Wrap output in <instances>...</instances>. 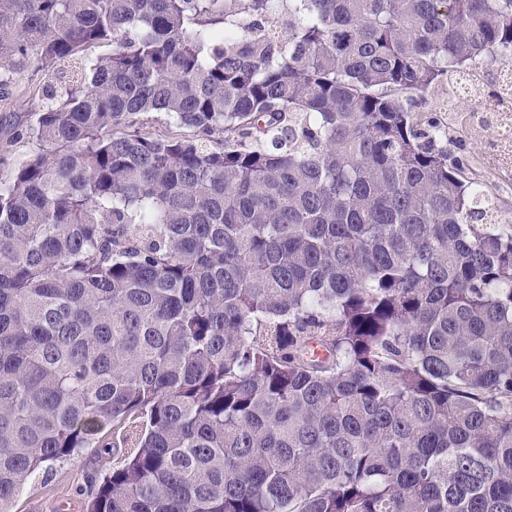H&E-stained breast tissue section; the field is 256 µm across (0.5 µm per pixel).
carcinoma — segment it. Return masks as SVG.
I'll list each match as a JSON object with an SVG mask.
<instances>
[{
	"instance_id": "carcinoma-1",
	"label": "carcinoma",
	"mask_w": 512,
	"mask_h": 512,
	"mask_svg": "<svg viewBox=\"0 0 512 512\" xmlns=\"http://www.w3.org/2000/svg\"><path fill=\"white\" fill-rule=\"evenodd\" d=\"M505 65L512 0H0V512H512V199L413 110ZM42 86L43 80L40 73L35 74L33 70H29L17 76L8 87L0 88V152L2 154L22 159L30 153L27 140L18 138L13 133L16 131L20 133L38 112L43 99ZM110 448H87L70 460L56 463L48 473H40L16 499V512H84L91 479L112 470Z\"/></svg>"
}]
</instances>
